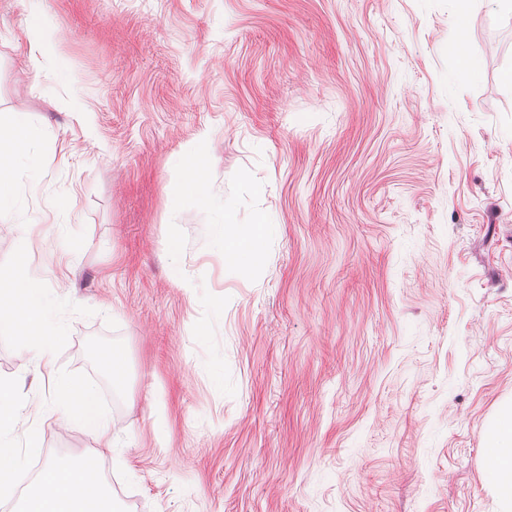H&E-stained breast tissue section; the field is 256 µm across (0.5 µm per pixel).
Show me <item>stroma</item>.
<instances>
[{
    "label": "stroma",
    "instance_id": "35a3bbf8",
    "mask_svg": "<svg viewBox=\"0 0 512 512\" xmlns=\"http://www.w3.org/2000/svg\"><path fill=\"white\" fill-rule=\"evenodd\" d=\"M458 18L456 0H0V122L40 132L0 271L23 264L67 324L39 377L0 337L25 452L0 512L46 460L97 456L87 427L34 420L59 377L112 416L117 512H503L485 439L512 404V14ZM202 134L207 206L176 178ZM218 210L271 225L256 268L212 245Z\"/></svg>",
    "mask_w": 512,
    "mask_h": 512
}]
</instances>
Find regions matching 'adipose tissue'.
<instances>
[{
	"label": "adipose tissue",
	"mask_w": 512,
	"mask_h": 512,
	"mask_svg": "<svg viewBox=\"0 0 512 512\" xmlns=\"http://www.w3.org/2000/svg\"><path fill=\"white\" fill-rule=\"evenodd\" d=\"M38 136L36 129L18 130L16 125H0V222L17 203L15 176L19 169L36 172L37 161L29 145ZM266 224H233L217 218L211 226L215 247L231 260H257L261 245L269 233ZM15 291L28 292L35 310L40 340L21 335V326L11 302ZM66 332L56 297L49 291L33 287L24 269H16L0 279V335H21L31 353L36 368L53 365L54 349ZM57 396L47 414L60 427L89 426L100 447L113 450L117 444L111 436V417L95 408L76 412L79 402L94 401L97 394L91 382L77 383L58 380ZM16 408L13 382L0 380V468L19 472L22 460L12 440L13 427L6 413ZM487 469L490 484L499 496L505 512H512V410L504 411L488 440ZM84 458L76 457L65 463L47 461L37 480L25 491L21 512H113L112 494L103 482H87L81 477Z\"/></svg>",
	"instance_id": "obj_1"
}]
</instances>
